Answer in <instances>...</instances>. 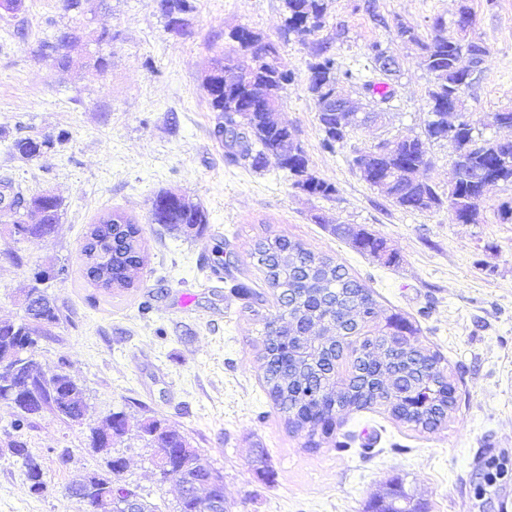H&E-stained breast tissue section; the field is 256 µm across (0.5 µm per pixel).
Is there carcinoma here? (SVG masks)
<instances>
[{"mask_svg": "<svg viewBox=\"0 0 512 512\" xmlns=\"http://www.w3.org/2000/svg\"><path fill=\"white\" fill-rule=\"evenodd\" d=\"M103 2L61 0V9L84 17L96 13ZM157 2L168 27L172 15L189 16L195 9L193 0ZM284 6V33L300 32L313 20L317 21V30L324 28L325 0H284ZM399 27L407 42L423 51L422 63L433 77L427 101L432 120L423 136L393 139L391 155L373 159L362 177L375 190L382 184L387 186L384 196L402 209L423 212L446 203L452 215L462 218L481 200V186L487 178L512 183V145L500 146L494 139L476 136L474 123L462 118L456 131V144L463 148L455 158L459 179L448 185L444 198L429 177L428 145L438 139L448 112L462 110L463 93L472 84L473 71L459 68V58L469 49L485 56L489 50L469 37L467 29L445 33L440 17L433 19V36L429 38L422 37L412 25L401 23ZM89 36L90 42L98 47L96 55L90 57V65L103 71L108 67V58L99 48L112 43V32L92 31ZM254 36L256 33L246 26L232 29L228 39L234 48L210 61L203 85L210 109L218 118L213 135L222 141L224 129L235 131L238 154L252 159L253 166L262 167L272 160L308 195L328 198L336 192L332 183L317 176L299 180V169L308 167L304 151L286 157L273 154L287 137L286 128L277 124L275 110L280 107V91L292 81L293 73L271 44L262 58L250 56ZM76 46V38L62 32L53 39L40 41L37 53L56 69L66 71ZM311 53L307 90L316 103L322 145L333 150L345 137L329 131L331 120L324 111V99L343 89V84L354 83L369 89L376 101L390 103L395 96L391 83L374 77L386 49L378 42L368 44L365 55L371 63L369 76L341 69L326 38L316 40ZM229 65L242 71L233 88L224 86V68ZM60 143V134L48 138L28 134L15 138L10 149L12 154L32 161ZM0 208L12 216V223L6 227L9 235L23 243L53 236L60 220L61 202L48 191L27 197L18 190L9 197L0 192ZM150 214L151 223L188 236L200 233L208 223L203 209L169 191L152 200ZM336 234L385 265L398 262L397 254L382 237L349 224L337 225ZM86 240L90 241L84 247L86 277L91 284L108 290L131 287L132 275L144 266L143 229L127 217L112 213L92 225ZM251 258L263 270L268 287L277 293L275 319L283 321L305 308L316 309L325 325L335 323L349 331L352 338L348 342L342 336H327L311 343L305 356L296 357L289 332L277 341L265 336L261 355L265 389L289 428L305 430L311 438L318 433L328 437L337 413L374 405L386 407L396 420L422 431H434L448 419L456 406V387L441 368L439 355L422 347L417 339L418 328L396 312L387 313L373 291L352 276L344 264L316 255L301 242L284 236L258 241ZM23 306L22 320L0 322V361L14 358L20 363L18 370L27 382V393H35L37 399H18L0 383V402L16 409L14 427L18 430L30 418L45 412L79 425L87 412L82 389L66 375H46L35 361L37 340L60 321V309L44 292L37 293L33 288L25 293ZM349 313L352 320L345 325L340 323V316ZM393 379L401 381L409 391L410 402L396 404L390 400L389 381ZM113 423L118 435L127 432L128 423L122 413L109 415L105 429L91 431V448L105 455L106 470L71 484L68 492L86 503L89 512H126L121 502L105 496L107 486L118 484L134 499L133 512H155V507L122 478L126 463L122 457L111 454L112 440L106 435V429ZM140 433L150 447L158 449L154 461L158 472L173 474L171 481L180 492L176 512H209L211 501L224 499V483H210L216 471L182 432L162 419L149 417L140 424ZM9 448L21 459L31 488L41 490V464L30 453L27 443L16 439ZM401 500L407 497L396 487L392 499L374 512H413L406 505H396Z\"/></svg>", "mask_w": 512, "mask_h": 512, "instance_id": "obj_1", "label": "carcinoma"}]
</instances>
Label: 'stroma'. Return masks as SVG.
I'll return each instance as SVG.
<instances>
[{"instance_id": "1", "label": "stroma", "mask_w": 512, "mask_h": 512, "mask_svg": "<svg viewBox=\"0 0 512 512\" xmlns=\"http://www.w3.org/2000/svg\"><path fill=\"white\" fill-rule=\"evenodd\" d=\"M364 0H327L322 37L342 67L365 63L378 41L399 60L395 97L381 119L353 129L343 146L323 148L307 90L311 36L284 34L283 0H195L186 35L171 36L155 0H105L92 25L112 31L98 72L77 47L68 72L36 52L39 40L86 31L59 0H25L0 17V181L24 195L60 197L54 237L15 243L0 211V321H20L21 295L36 268L66 266L47 293L62 316L40 338L35 358L46 374L71 377L84 391L82 424L50 414L15 433V410L0 403V512H88L68 487L104 467L88 447L92 429L124 413L125 435L112 448L125 477L159 508L173 512L174 483H161L152 449L137 435L154 416L183 431L220 472L230 512H370L392 485L425 512H512V221L498 208L512 185L493 187L477 224L457 223L447 207L407 211L371 188L354 159L379 141L423 134L433 85L419 53L397 40L405 22L427 32L435 16L454 23L461 6L489 57L466 90V110L485 138L499 136L490 113L512 108V0H377L374 23ZM246 26L276 43L294 73L281 92L280 119L303 148L309 170L333 182L334 195L309 196L275 164L232 160L212 130L202 82L224 34ZM63 133L43 157L8 154L13 138ZM181 193L203 208L201 234H177L150 220L153 197ZM120 212L143 229L145 265L135 285L108 293L86 275L80 246L92 224ZM350 224L387 240L394 266L362 255L334 231ZM285 236L343 263L382 308L417 325L418 341L437 352L457 388L447 423L432 432L394 419L384 407L344 411L333 436L310 446L288 428L264 389L259 359L264 323L276 297L250 251ZM20 262H13L11 253ZM248 294L236 291L237 284ZM194 297L179 304L182 293ZM262 294L253 302L252 293ZM23 437L42 466L35 492L8 444Z\"/></svg>"}]
</instances>
